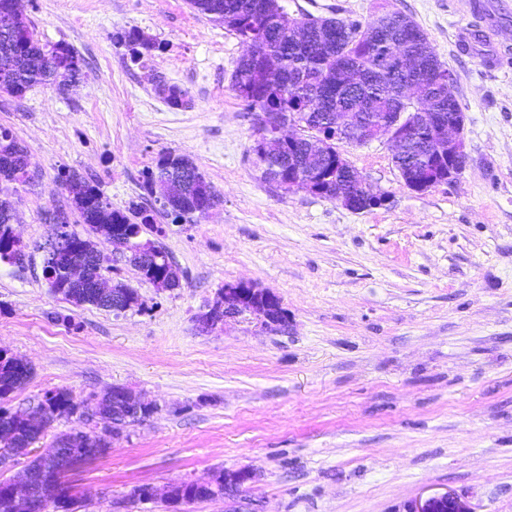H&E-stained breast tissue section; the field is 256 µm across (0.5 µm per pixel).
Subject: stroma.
I'll return each mask as SVG.
<instances>
[{
	"label": "stroma",
	"instance_id": "1",
	"mask_svg": "<svg viewBox=\"0 0 512 512\" xmlns=\"http://www.w3.org/2000/svg\"><path fill=\"white\" fill-rule=\"evenodd\" d=\"M280 0L289 13L364 23L399 12L454 73L466 167L417 193L387 139L341 152L384 207L351 211L285 193L252 165L255 113L230 76L242 53L187 0H22L35 37L69 43L85 78L66 93L0 97V126L26 146L34 183L14 229L23 263L0 262V349L33 374L12 407L69 390L95 404L112 387L159 410L74 470L79 512H118L136 485L153 512H406L454 493L472 512H512V11L499 0ZM163 43L147 67L112 34ZM188 89L168 107L156 80ZM190 158L219 201L192 224L157 214L181 286L160 291L107 255L105 275L138 295L115 313L52 293L41 249L48 214L68 207L59 171L97 184L113 209L156 202L143 188L158 155ZM277 294L278 331L253 316L202 332L197 317L227 284ZM246 470L235 500L169 505L181 481Z\"/></svg>",
	"mask_w": 512,
	"mask_h": 512
}]
</instances>
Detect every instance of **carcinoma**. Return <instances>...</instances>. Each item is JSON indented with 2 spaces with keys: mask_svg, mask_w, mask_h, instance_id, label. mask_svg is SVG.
<instances>
[{
  "mask_svg": "<svg viewBox=\"0 0 512 512\" xmlns=\"http://www.w3.org/2000/svg\"><path fill=\"white\" fill-rule=\"evenodd\" d=\"M192 8L210 16L227 28L244 47L237 59L234 72L237 81L232 85L242 106L248 112L287 114L289 112L315 111L310 130L299 135L292 143L255 139L252 147L253 165L261 171L263 179L278 185L288 174H301L315 188L314 194L323 197L324 187L336 184L347 170L336 166V153L311 159V131L322 125V118L336 112H355L359 118L371 122L380 120L383 114L393 111L399 103L391 96L390 85L399 81L387 77L381 71L379 53L373 50L376 42L390 37L397 39L411 29L419 34V40L404 45L407 55H419L428 63L443 71L448 67L435 53L428 37L409 17L400 13L386 14L373 22L329 19L327 28L321 31L295 33L289 31L288 14L273 6V0H189ZM260 41L263 54L259 59L249 55V43ZM112 41L124 46L132 62L147 67L148 57L165 46L154 42L136 28L121 29L112 34ZM347 66L365 73L359 85H338L331 81V71ZM84 77L83 63L77 52L67 43L46 45L34 38L29 20L21 13L14 16L12 25H0V94L20 99L34 86H51L62 92L79 83ZM157 92L173 108H188L192 99L188 92L176 85L160 82ZM426 112H439L449 119L461 111L457 97L448 95V88L432 89L418 103ZM172 152L161 153L155 166L145 175L144 190L154 194L157 182L178 180L185 185L181 201L163 209L174 223H191L201 218L196 213L203 198L218 202L213 187L206 181L197 166L184 158L185 165L170 163ZM26 148L16 138L0 140V181L8 184L18 179L27 164ZM402 168L426 169L429 174L439 170L448 172V163L433 162L426 157L423 143L413 145ZM62 187L69 188L72 202L80 213L88 230L103 236L112 243V232L125 234L133 224L153 228V211L139 203H131L127 212L112 209L102 200L99 188L77 174L62 172L58 175ZM17 200L0 198V226L11 223L16 217ZM81 258L95 266L97 262L83 252L68 250L46 251L43 266L56 269ZM142 276L147 281L157 278L168 280L171 288L180 287V277L167 251L158 247L154 253L138 262ZM64 299L77 307L92 305L110 309L134 298V291L119 283L108 298L99 296L89 280L77 288H67ZM31 375V367L22 360L0 350V400L7 399L21 388ZM37 408L42 425L30 424L26 411L7 408L0 414V430L10 432L11 447L24 454L47 428L62 418L76 415L78 404L72 394L63 389L45 392ZM97 424L91 430L61 434L43 449L42 458H35L27 465L24 477H34L42 495L51 499L53 508L61 512H75L79 498L70 489L56 484L57 470L68 467L88 453L97 457L106 454L111 447L113 434L130 425V412L125 403L112 402L107 394L95 408ZM224 494V476L215 481L181 482L171 487L168 503L181 504L187 500H207Z\"/></svg>",
  "mask_w": 512,
  "mask_h": 512,
  "instance_id": "obj_1",
  "label": "carcinoma"
}]
</instances>
